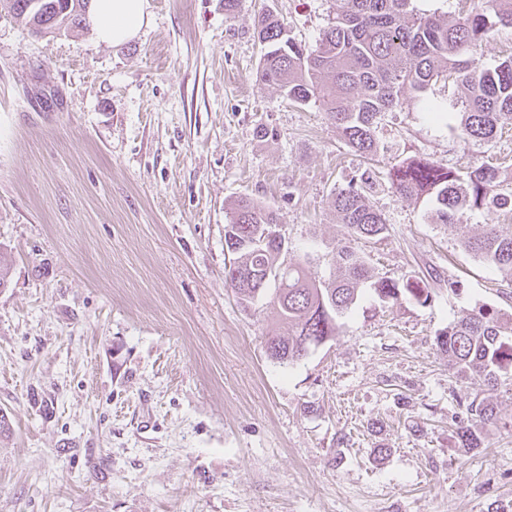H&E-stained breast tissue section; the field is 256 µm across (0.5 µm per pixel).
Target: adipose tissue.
I'll use <instances>...</instances> for the list:
<instances>
[{"instance_id": "1", "label": "adipose tissue", "mask_w": 512, "mask_h": 512, "mask_svg": "<svg viewBox=\"0 0 512 512\" xmlns=\"http://www.w3.org/2000/svg\"><path fill=\"white\" fill-rule=\"evenodd\" d=\"M147 0H90L88 15L100 42L118 46L135 38L148 20Z\"/></svg>"}]
</instances>
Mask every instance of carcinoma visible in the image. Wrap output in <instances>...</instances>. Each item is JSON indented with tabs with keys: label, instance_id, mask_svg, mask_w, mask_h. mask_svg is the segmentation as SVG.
<instances>
[{
	"label": "carcinoma",
	"instance_id": "cac0c4a2",
	"mask_svg": "<svg viewBox=\"0 0 512 512\" xmlns=\"http://www.w3.org/2000/svg\"><path fill=\"white\" fill-rule=\"evenodd\" d=\"M335 2L331 25L312 47L291 38L270 11L255 19L254 33L261 44V80L277 86L289 101L318 102L354 153L374 155L382 114L400 106L406 94L418 95L440 79L467 91L459 124L450 127L455 137L490 142L502 119L512 120V55L492 70L480 68L474 57L480 41L512 29V0H474L470 11L444 16L417 14L409 9L410 0ZM86 5L85 0H10L14 17L37 36L63 24L80 25L87 18ZM387 178L403 198L433 200L437 219L448 225L460 246L512 279V229L489 224L485 232L471 236L457 223V214L467 207L489 212L512 207V175L492 164L462 171L409 156L393 165ZM371 185L372 177L363 173L336 194V213L346 237L331 255L333 275L324 280L313 276L307 264L288 260V240L281 245L263 242L271 226L279 224L272 207L250 197L232 203L224 244L233 259L224 267V279L246 308L271 297L288 326L264 338L271 362L293 366L334 340L340 318L352 310L366 282L382 299L421 305L430 301L427 280L413 275L402 281L374 278L355 247L388 231L385 218L366 199ZM283 265L286 270L278 278L248 277ZM436 343L448 355L456 377L484 383L483 396L458 402L466 420L456 422L457 435L463 447L477 448L482 429L495 420L493 392L501 373L512 368V319L493 308L467 312L438 332Z\"/></svg>",
	"mask_w": 512,
	"mask_h": 512
}]
</instances>
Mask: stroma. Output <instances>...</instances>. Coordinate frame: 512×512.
I'll return each instance as SVG.
<instances>
[{"mask_svg":"<svg viewBox=\"0 0 512 512\" xmlns=\"http://www.w3.org/2000/svg\"><path fill=\"white\" fill-rule=\"evenodd\" d=\"M267 9L312 46L336 6L148 0L112 47L90 26L34 36L0 0V512H512V371L462 448L457 403L483 385L435 341L466 311L512 316V282L387 183L408 156L512 167V121L490 143L450 139L421 103L451 117L464 94L438 83L383 115L365 161L318 103L260 81ZM368 168L388 224L358 244L370 267L459 286L425 305L364 288L333 341L280 368L274 307L224 281L226 213L270 205L291 260L326 279L336 194Z\"/></svg>","mask_w":512,"mask_h":512,"instance_id":"35a3bbf8","label":"stroma"}]
</instances>
